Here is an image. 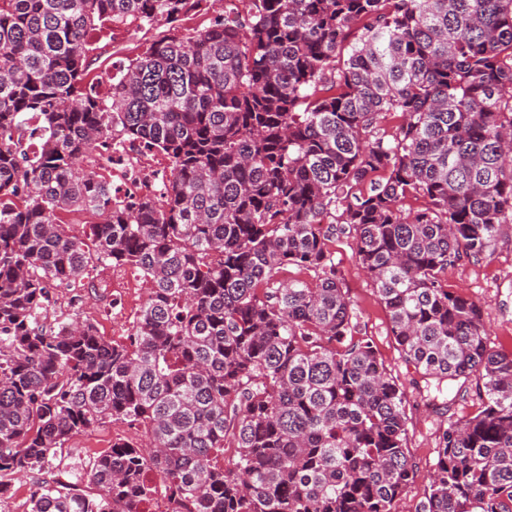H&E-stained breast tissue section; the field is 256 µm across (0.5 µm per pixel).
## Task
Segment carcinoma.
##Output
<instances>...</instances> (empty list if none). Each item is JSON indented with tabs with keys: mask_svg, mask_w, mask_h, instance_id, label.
<instances>
[{
	"mask_svg": "<svg viewBox=\"0 0 512 512\" xmlns=\"http://www.w3.org/2000/svg\"><path fill=\"white\" fill-rule=\"evenodd\" d=\"M202 2L0 0V487L120 422L148 444L37 482L27 512H147L158 489L171 512H394L407 392L354 322L346 239L428 404L476 381L416 512H512V351L447 280L512 224V0H252L88 78L91 38ZM114 140L168 157L160 198L87 172ZM72 208L102 221L77 238ZM94 263L147 285L124 343L47 318Z\"/></svg>",
	"mask_w": 512,
	"mask_h": 512,
	"instance_id": "1",
	"label": "carcinoma"
}]
</instances>
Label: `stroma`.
Returning a JSON list of instances; mask_svg holds the SVG:
<instances>
[{"label":"stroma","mask_w":512,"mask_h":512,"mask_svg":"<svg viewBox=\"0 0 512 512\" xmlns=\"http://www.w3.org/2000/svg\"><path fill=\"white\" fill-rule=\"evenodd\" d=\"M143 44L144 38L140 34L127 32L122 25L114 27L112 38L102 40L97 46L101 56L98 74L111 77L127 57L138 53ZM336 261L344 272L345 288L354 304L361 334L373 341L387 371L410 387L417 377L415 369L401 357L390 333L387 310L356 263L351 242L337 244ZM448 286L481 306L490 347L512 348V225L505 227L492 255L478 261L466 260L450 268ZM116 298L120 299L126 312L139 313L146 299L142 279H130L124 287L115 290L98 289L96 295L87 298L86 304L92 310L91 321L107 336L112 333V301ZM408 417V448L416 465L417 478L397 501L395 512H415L425 497L429 474L437 462L442 419L428 406L424 396L411 387ZM140 435V430L121 423H109L77 435L68 442L64 460L54 474L62 480L70 479L73 468L108 450L113 439L126 437L136 442Z\"/></svg>","instance_id":"stroma-1"}]
</instances>
